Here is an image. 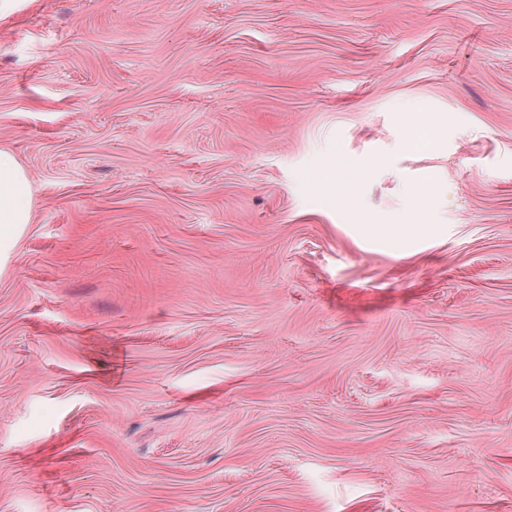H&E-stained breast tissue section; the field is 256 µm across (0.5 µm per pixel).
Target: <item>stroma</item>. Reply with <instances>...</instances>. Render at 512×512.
I'll use <instances>...</instances> for the list:
<instances>
[{
	"instance_id": "obj_1",
	"label": "stroma",
	"mask_w": 512,
	"mask_h": 512,
	"mask_svg": "<svg viewBox=\"0 0 512 512\" xmlns=\"http://www.w3.org/2000/svg\"><path fill=\"white\" fill-rule=\"evenodd\" d=\"M0 146V512H512V0H18ZM406 148L413 153H433L438 148L436 124L425 116H416L409 124ZM33 216L28 171L11 151L0 148V273ZM354 226L359 235L396 255L405 254L417 239L431 238L448 232V227L444 224H354Z\"/></svg>"
}]
</instances>
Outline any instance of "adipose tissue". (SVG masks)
<instances>
[{
	"label": "adipose tissue",
	"mask_w": 512,
	"mask_h": 512,
	"mask_svg": "<svg viewBox=\"0 0 512 512\" xmlns=\"http://www.w3.org/2000/svg\"><path fill=\"white\" fill-rule=\"evenodd\" d=\"M34 216L31 180L25 166L0 148V270L8 264L13 249ZM359 235L396 255L405 254L417 239L447 232L444 224H360Z\"/></svg>",
	"instance_id": "obj_1"
}]
</instances>
